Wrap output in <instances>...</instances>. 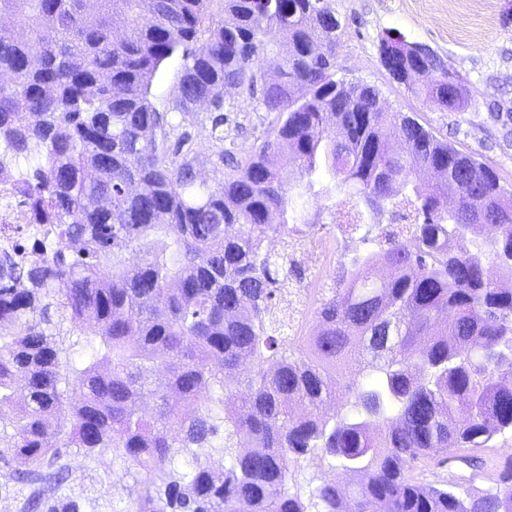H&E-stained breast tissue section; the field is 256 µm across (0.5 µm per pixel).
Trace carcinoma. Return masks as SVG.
I'll return each mask as SVG.
<instances>
[{
  "label": "carcinoma",
  "instance_id": "1",
  "mask_svg": "<svg viewBox=\"0 0 512 512\" xmlns=\"http://www.w3.org/2000/svg\"><path fill=\"white\" fill-rule=\"evenodd\" d=\"M5 16L0 171H20L33 238L0 261V462L24 464L14 481L60 487L67 449L110 448L138 486L115 512H512V472L485 494L410 477L512 430V193L376 87L336 78L328 0H0ZM278 40L288 54L255 68ZM387 44L403 72H432L411 93L468 107L437 55L417 59L422 45L393 30ZM174 58L161 108L153 81ZM229 88L268 120L242 158L224 147ZM202 102L212 185L176 122ZM333 189L360 217L404 210L411 224L386 238L388 278L358 258L344 287L322 289L318 333L297 336L288 231L305 194ZM480 224L493 239L471 238ZM313 461L360 483L305 491L298 469ZM180 65L181 61L179 59L170 61L160 70L155 78L152 93L153 100L157 105H164L173 96L177 85Z\"/></svg>",
  "mask_w": 512,
  "mask_h": 512
}]
</instances>
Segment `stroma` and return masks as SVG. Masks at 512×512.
<instances>
[{"label": "stroma", "mask_w": 512, "mask_h": 512, "mask_svg": "<svg viewBox=\"0 0 512 512\" xmlns=\"http://www.w3.org/2000/svg\"><path fill=\"white\" fill-rule=\"evenodd\" d=\"M344 27L336 59V76L349 83L375 86L383 104L393 112L413 115L438 137L471 153L490 167L501 186L512 191V0H329ZM400 31L411 42L428 45L441 57L449 72L464 82L469 106L462 112L443 110L432 101L414 97L394 83L381 64L378 42L387 30ZM224 107L230 123L225 130L233 150L246 154L264 138L267 122L263 113L227 90ZM208 107L181 115L183 128L198 148L196 161L200 180L216 177V158L210 147ZM314 236L329 248L326 263L317 270L296 269L293 287L308 289L307 311H314L320 289L346 282L356 258L380 251L377 241L356 233L350 248L339 245L340 231L331 217L312 225ZM482 467L462 461L437 463L429 460L414 472L425 483L440 484L448 477L462 478L465 487L495 490L501 475L512 469V432L496 436L490 448L481 451ZM63 462L71 474L66 487H44L42 498L52 503L69 496L81 512H112L125 497L134 476L105 450L94 458L68 451Z\"/></svg>", "instance_id": "obj_1"}]
</instances>
